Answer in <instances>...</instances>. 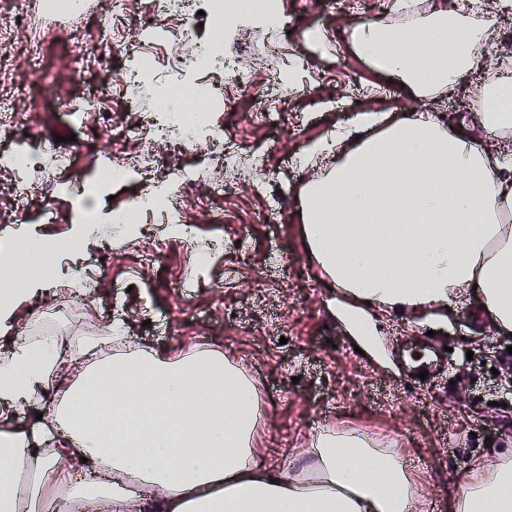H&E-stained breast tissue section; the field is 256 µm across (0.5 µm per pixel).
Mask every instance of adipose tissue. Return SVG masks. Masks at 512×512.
Here are the masks:
<instances>
[{
    "instance_id": "obj_1",
    "label": "adipose tissue",
    "mask_w": 512,
    "mask_h": 512,
    "mask_svg": "<svg viewBox=\"0 0 512 512\" xmlns=\"http://www.w3.org/2000/svg\"><path fill=\"white\" fill-rule=\"evenodd\" d=\"M394 0L404 30L362 17L347 30L372 68L423 102L390 116L364 110L347 130L305 144L301 161L335 163L300 189L305 240L323 272L358 304L425 311L478 287L496 327L512 332V159L491 161L430 103L481 71L500 15ZM512 89L501 59L479 87L484 131L512 132L496 100ZM15 339V338H14ZM62 339H15L0 359V512H38L62 491L60 512H415L413 475L391 449L353 433L318 434L296 471L258 460L260 406L252 381L217 351L168 357L149 349L62 373ZM150 385L144 404L114 400L72 412L88 387ZM53 397L30 431L4 427ZM512 512V453L468 479L454 512Z\"/></svg>"
}]
</instances>
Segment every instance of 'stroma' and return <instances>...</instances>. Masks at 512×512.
<instances>
[{
  "label": "stroma",
  "instance_id": "stroma-1",
  "mask_svg": "<svg viewBox=\"0 0 512 512\" xmlns=\"http://www.w3.org/2000/svg\"><path fill=\"white\" fill-rule=\"evenodd\" d=\"M389 2L348 0L336 14L327 12L325 0H280L287 31L238 28L225 48L239 52L248 86L225 82L216 71L198 75L203 83L223 86L231 101L217 118L245 163L238 184L226 185V173L209 160L207 147L189 155L178 144H156L165 166L204 165L195 197L179 201L188 223L199 228L197 239L170 237L160 257L148 262L147 238H117L111 225H103L83 250L59 256L53 288L21 307L15 330L35 340L66 324L79 355L118 316L130 330L127 347L220 350L260 392L263 461L283 466L298 461L325 429L357 432L392 449L413 470L420 512H451L472 465L512 453V333H499L482 296L468 290L448 308L427 313L369 310L372 334L358 340L343 314L346 299L325 280L301 224L298 191L328 165L321 157L299 164L301 147L347 128L354 112L399 113L418 106L354 55L346 39L348 24L357 17L389 18ZM41 3L30 0V21H14L13 81L25 92L9 113L0 112V128L10 127L14 139L32 143L65 137L71 163L57 172L62 190L55 194L21 198L0 176V251L22 214L37 239L71 237L82 200L67 195L65 185H91L101 163L134 157L143 148L123 138L135 120L114 80L124 56L108 55L80 73L68 60L72 40L110 39L105 25L110 0H85L78 19L44 13ZM35 22L48 42L37 66L25 51ZM315 27L324 35L321 52L307 41ZM288 62L297 66V92L274 106L276 124L252 121L251 113L272 107L267 95ZM481 80L473 75L467 89L439 97L432 109L465 117L469 133L497 158L512 152V136L494 138L481 129L475 92ZM74 98L92 102L80 123L64 107ZM13 112L21 116L15 126ZM153 180L148 174L111 183L91 203L103 214L124 208ZM283 269L284 293L261 300L262 282ZM78 270L96 284L93 304L73 302L71 282ZM184 281L190 291L181 289ZM428 330L438 346L449 347L448 370L421 386L406 380L395 353Z\"/></svg>",
  "mask_w": 512,
  "mask_h": 512
}]
</instances>
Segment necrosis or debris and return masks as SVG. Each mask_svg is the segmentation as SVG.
<instances>
[{
	"mask_svg": "<svg viewBox=\"0 0 512 512\" xmlns=\"http://www.w3.org/2000/svg\"><path fill=\"white\" fill-rule=\"evenodd\" d=\"M210 12L216 28L214 35L199 39L195 36L197 13L187 0H150V11L158 22L140 39L145 43L163 42L171 45L187 44L189 55H174L170 71L175 79L172 83L159 84L151 61L144 56H132L127 71L121 75V93L128 104L142 114L140 125L129 126L125 135L134 140H175L186 147L206 143L218 162H226L234 156L224 139V124L216 120L217 112L227 108L223 87L205 84L197 80L200 70L223 71L228 82L244 83L245 76L233 55L224 52V40L234 24L233 18L224 14L223 0H210ZM178 13L181 22L171 28L163 24V17ZM125 13V0H112V40L91 45L81 42L72 45L69 56L72 68L83 70L87 62L96 56L125 50L120 21ZM40 146L33 145L24 150L0 151V172L10 175L16 194H27L34 183H42L46 191L56 189L55 181L45 178L32 167L33 158L43 155ZM201 180L200 169L179 166L164 172L154 184L132 199L130 204L112 213V232L123 235L131 229H139L153 244V254H160L165 246V237L159 225L181 224L182 235L192 238L196 227L182 224L180 213L171 208L170 200L176 193L194 189ZM153 216V223H143V216Z\"/></svg>",
	"mask_w": 512,
	"mask_h": 512,
	"instance_id": "1",
	"label": "necrosis or debris"
}]
</instances>
